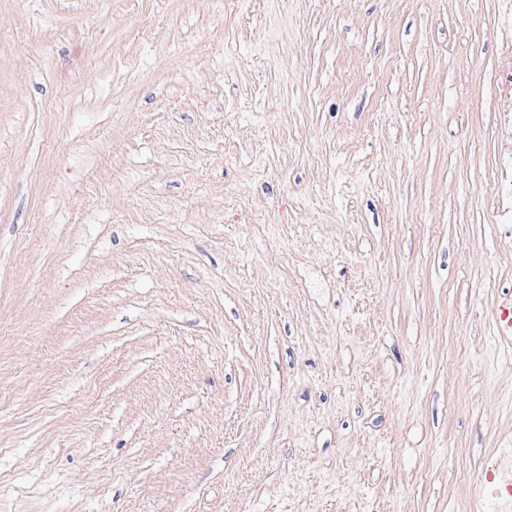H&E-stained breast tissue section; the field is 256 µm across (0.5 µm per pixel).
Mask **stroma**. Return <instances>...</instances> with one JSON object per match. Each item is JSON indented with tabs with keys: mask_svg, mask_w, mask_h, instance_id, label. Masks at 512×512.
<instances>
[{
	"mask_svg": "<svg viewBox=\"0 0 512 512\" xmlns=\"http://www.w3.org/2000/svg\"><path fill=\"white\" fill-rule=\"evenodd\" d=\"M500 3L0 0V512H470Z\"/></svg>",
	"mask_w": 512,
	"mask_h": 512,
	"instance_id": "obj_1",
	"label": "stroma"
}]
</instances>
